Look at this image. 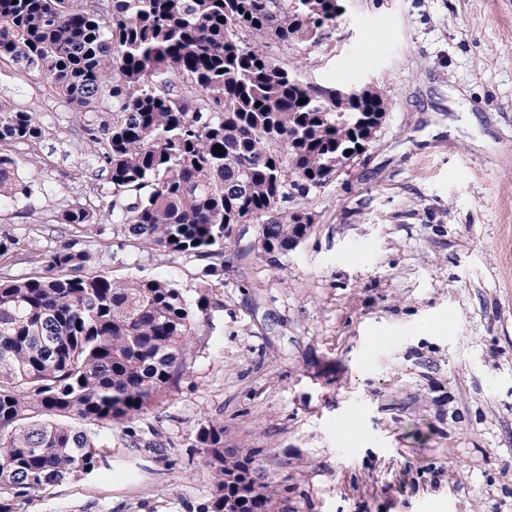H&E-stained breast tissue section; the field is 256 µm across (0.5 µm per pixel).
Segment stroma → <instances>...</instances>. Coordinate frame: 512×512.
Wrapping results in <instances>:
<instances>
[{
	"label": "stroma",
	"instance_id": "1",
	"mask_svg": "<svg viewBox=\"0 0 512 512\" xmlns=\"http://www.w3.org/2000/svg\"><path fill=\"white\" fill-rule=\"evenodd\" d=\"M320 45L273 48L308 82H377L388 110L361 158L311 195L307 237L266 258L230 251L178 388L105 457L22 512H197L212 494L198 432L252 453L300 512H512V0H347ZM0 98L46 135L30 198L0 206L25 278L66 242L97 273L175 282L205 262L63 232L70 198L108 212L112 187L83 123L40 78L0 63ZM359 419L361 431L346 424Z\"/></svg>",
	"mask_w": 512,
	"mask_h": 512
}]
</instances>
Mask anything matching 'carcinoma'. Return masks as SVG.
<instances>
[{"label":"carcinoma","instance_id":"cac0c4a2","mask_svg":"<svg viewBox=\"0 0 512 512\" xmlns=\"http://www.w3.org/2000/svg\"><path fill=\"white\" fill-rule=\"evenodd\" d=\"M92 2L0 0V61L40 76L83 119L112 113L92 129L112 236L211 263L193 299L169 281L89 273L102 255L69 242L36 275L0 276V512L95 471L103 445L89 426L129 428L178 387L224 283V249L239 241L233 226L254 225L248 251L261 258L299 244L316 223L302 200L336 179L364 119L387 111L379 89L338 99L269 54L319 43L339 0ZM44 133L35 113L0 100V200L31 196L14 148ZM60 220L102 216L77 198ZM198 440L213 479L201 512H288L251 454L224 450L223 421Z\"/></svg>","mask_w":512,"mask_h":512}]
</instances>
